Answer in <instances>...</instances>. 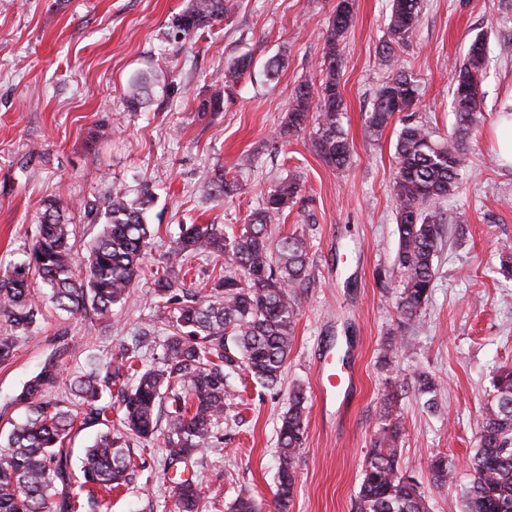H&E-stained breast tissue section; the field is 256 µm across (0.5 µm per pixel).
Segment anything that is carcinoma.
<instances>
[{
    "label": "carcinoma",
    "mask_w": 512,
    "mask_h": 512,
    "mask_svg": "<svg viewBox=\"0 0 512 512\" xmlns=\"http://www.w3.org/2000/svg\"><path fill=\"white\" fill-rule=\"evenodd\" d=\"M234 7V0H188L168 24L169 36L185 40L210 31ZM419 10L420 0H392L387 50L410 37L419 23ZM352 19L353 10L336 5L324 39L325 67L319 76L297 87L279 130L284 135L301 129L311 104H316L315 148L326 164L337 169L345 167L351 155L342 126L338 45ZM486 63L485 41L477 37L454 67L456 126L448 137L434 139L433 133L409 117L397 136L394 269L399 283L397 308L411 322L419 317L433 288L434 257L447 224L440 203L456 189L469 161L466 141L479 122ZM250 68L251 60L241 57L224 78L235 83ZM149 84L144 73L130 79L128 111L142 107V93ZM419 102L413 75L394 69L376 91L366 117L367 133L381 135L396 113L410 112ZM236 190V182L219 170L202 185L203 194L215 199ZM298 191L294 180L279 182L231 237L216 224L180 228L164 265L150 274L156 319L167 330L158 363L144 366L136 341L123 345L105 364L90 362L88 372L79 377L66 374L62 355L53 353L45 359L14 399L22 416L9 421L6 445L0 448V512L101 509L113 491L128 486L137 471L131 444L155 437L161 418H166L168 426L164 449L170 466H189L197 454L219 440L218 427L230 394L227 372L242 366L262 388L278 386L298 316L295 289L309 276L310 243L304 235L293 233L273 245L267 224L293 204ZM153 200L147 183L133 193L120 189L106 197L104 210L97 211L105 218L102 231L82 266L76 263L66 219L70 204L60 199L43 203L38 237L28 259L0 275V319L9 329L0 336V365L9 364L18 340L40 325L42 308L30 288L34 273L50 288L57 309L71 315L105 317L112 306L133 300L150 237L145 212ZM200 254L224 257V275L205 296L179 281L186 262ZM61 385L68 396L50 397ZM493 387V400L479 427L478 448L469 460L467 512H512V367L497 372ZM305 402L303 389L293 390L281 419L276 512H288L294 495L296 452L305 434ZM387 417L389 424L374 441L362 469L356 512H428L416 480L400 463L397 442L402 425L392 413ZM78 424H103L106 431L86 449L77 479L65 440ZM202 498V487L189 472L175 486L173 512H200ZM230 512H263V507L242 491Z\"/></svg>",
    "instance_id": "1"
}]
</instances>
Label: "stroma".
<instances>
[{"instance_id": "stroma-1", "label": "stroma", "mask_w": 512, "mask_h": 512, "mask_svg": "<svg viewBox=\"0 0 512 512\" xmlns=\"http://www.w3.org/2000/svg\"><path fill=\"white\" fill-rule=\"evenodd\" d=\"M186 0H0V272L22 261L38 235L44 200L72 203L68 217L78 258L100 227L86 204L113 190L154 185L146 211L151 238L145 270L156 268L184 224L242 227L266 191L297 179L295 204L268 226L271 239L296 233L310 241L309 280L299 288L298 318L281 383L272 390L242 384L231 372V394L215 446L193 470L219 512L241 489L272 503L278 468V428L290 391L307 397L306 432L295 471L290 512H355L362 466L393 410L404 424L398 442L429 512H465L477 449L478 420L492 398L498 367L512 365V280L498 272L512 246V165L498 156L499 121L512 107V0H421L420 21L393 58L390 0H355L354 18L339 43L342 125L353 151L348 165L328 166L313 141L316 122L287 137L278 131L296 87L323 63L324 35L337 0H237L214 35L175 42L168 24ZM484 38L489 61L480 87L482 116L468 141L469 167L441 204L464 228L446 225L434 258L431 297L416 324L397 309L393 260L398 247L393 120L375 139L365 114L394 67L413 74L421 102L412 116L435 137L455 125L451 80L470 42ZM242 56L251 77L226 90L219 110L201 112L199 97ZM279 69L266 76L269 60ZM154 78L140 111L125 107L128 81ZM235 176L232 198H206L200 185L215 169ZM14 362L0 366V441L19 417L14 397L63 337L69 371L89 356L107 359L139 340L145 362L159 356L165 331L155 320L151 283L140 279L132 303L103 318L70 315L51 302ZM395 352H387V345ZM435 381L436 408L413 388L417 373ZM341 386L322 402L328 374ZM406 392L390 403L397 386ZM452 463L438 487L429 460ZM139 470L103 512H172V485L162 439L134 450Z\"/></svg>"}]
</instances>
